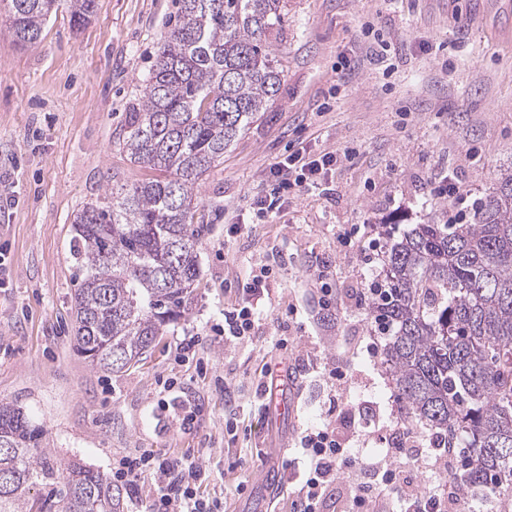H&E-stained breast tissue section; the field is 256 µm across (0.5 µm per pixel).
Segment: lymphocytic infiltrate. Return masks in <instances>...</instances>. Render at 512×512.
<instances>
[{"instance_id":"f902f5d3","label":"lymphocytic infiltrate","mask_w":512,"mask_h":512,"mask_svg":"<svg viewBox=\"0 0 512 512\" xmlns=\"http://www.w3.org/2000/svg\"><path fill=\"white\" fill-rule=\"evenodd\" d=\"M336 154L319 157L294 152L279 163L273 172V187L268 196L255 198L253 204L259 213L281 210L288 204L291 193L319 185L332 166ZM267 290L265 276H253L247 282L239 308L225 312L222 334L235 338L248 336L255 322V307ZM405 444L404 436L392 439L385 456L370 466L372 480L360 485L353 498L355 512H373L386 491H395L404 512H443L445 506L457 503L461 490L451 483L437 491L418 492L413 481L394 463ZM299 447L309 462L307 477L298 491L297 512H320L328 489L336 481V464L346 461L347 450L337 439L334 428H323L304 433ZM113 482L123 485L132 495H139L146 482H153L155 490L149 512H213L209 503L198 493L201 469L191 458H171L140 448L123 456L112 469Z\"/></svg>"}]
</instances>
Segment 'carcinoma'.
Listing matches in <instances>:
<instances>
[{"label": "carcinoma", "mask_w": 512, "mask_h": 512, "mask_svg": "<svg viewBox=\"0 0 512 512\" xmlns=\"http://www.w3.org/2000/svg\"><path fill=\"white\" fill-rule=\"evenodd\" d=\"M6 2L10 36L31 46L61 0ZM67 2L74 25L90 20L95 0ZM281 25L280 0H180L121 143L131 163L161 176L112 186L72 224L74 335L96 368L136 364L189 314L202 236L194 191L278 95L268 34ZM382 272L389 293L370 312L390 327L384 363L406 417L469 449L462 492L511 498L512 173L470 221L415 224L391 241ZM43 435L0 401V512H124L125 488L80 463L58 465Z\"/></svg>", "instance_id": "carcinoma-1"}]
</instances>
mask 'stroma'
Segmentation results:
<instances>
[{
    "label": "stroma",
    "mask_w": 512,
    "mask_h": 512,
    "mask_svg": "<svg viewBox=\"0 0 512 512\" xmlns=\"http://www.w3.org/2000/svg\"><path fill=\"white\" fill-rule=\"evenodd\" d=\"M269 40L283 69L280 93L203 176L195 223L206 225L192 309L121 373L76 348L71 225L112 182L147 178L119 146L179 0H96L73 27L68 8L40 41L16 45L0 9V401L21 406L61 462L111 473L137 448L191 456L199 493L223 512H295L305 429L331 424L351 450L322 512H351L367 481L368 449L411 428L380 352L386 343L356 296L382 270L392 223L443 224L512 170V0H281ZM355 62L342 78L344 61ZM340 159L283 212L256 216L278 162L297 150ZM351 159H343V152ZM459 189L441 199L444 176ZM238 232H231V225ZM371 263H364V256ZM269 295L250 337L214 328L252 275ZM336 303L319 304L322 287ZM199 339L200 363L175 359ZM376 344L378 354L367 352ZM294 370L296 416L264 419V367ZM339 369L342 380L329 376ZM172 392H164L166 381ZM199 406L194 424L181 405ZM284 454V484L257 482L265 449Z\"/></svg>",
    "instance_id": "1"
}]
</instances>
